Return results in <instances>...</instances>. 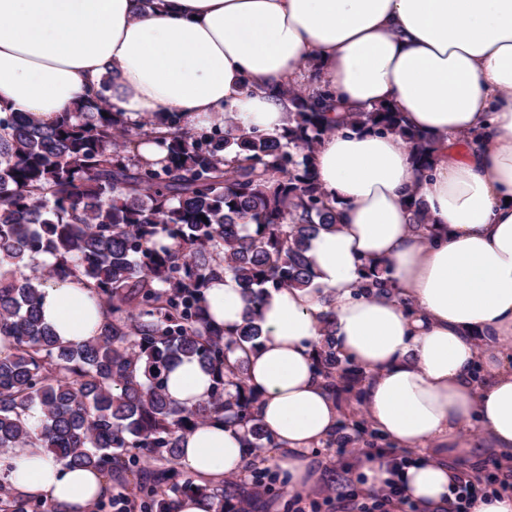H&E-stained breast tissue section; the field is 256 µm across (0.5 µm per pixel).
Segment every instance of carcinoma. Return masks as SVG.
<instances>
[{
    "mask_svg": "<svg viewBox=\"0 0 512 512\" xmlns=\"http://www.w3.org/2000/svg\"><path fill=\"white\" fill-rule=\"evenodd\" d=\"M105 89L52 126L0 110V449L38 445L69 468L137 475L150 512H171L178 494L224 512V494L185 475L180 448L197 426L228 418L250 425L251 447H277L230 355L260 344L256 307L267 287L310 285L309 242L336 225L310 163L332 131L327 92L288 86L293 125L285 132L249 131L227 115L221 137L191 135L173 121L132 126ZM351 123L399 135L418 167H431L430 141L406 130L399 113L360 112ZM157 124L169 128L159 141L166 157L142 162L136 143ZM410 206L414 230L427 235L421 202L412 197ZM42 253L55 262L40 265ZM220 270L238 280L247 303L230 335L211 321L204 299ZM69 277L86 283L106 312L97 336L81 345L55 336L38 308L40 288ZM358 288L388 293L392 285L375 265ZM183 359L215 378L209 399L194 408L174 402L163 379ZM316 364L333 392L359 376L336 352L329 326ZM136 449L165 466L145 474L130 454ZM0 512L54 510L7 492Z\"/></svg>",
    "mask_w": 512,
    "mask_h": 512,
    "instance_id": "cac0c4a2",
    "label": "carcinoma"
}]
</instances>
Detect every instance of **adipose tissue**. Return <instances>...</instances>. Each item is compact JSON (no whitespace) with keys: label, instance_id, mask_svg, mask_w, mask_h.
Here are the masks:
<instances>
[{"label":"adipose tissue","instance_id":"obj_1","mask_svg":"<svg viewBox=\"0 0 512 512\" xmlns=\"http://www.w3.org/2000/svg\"><path fill=\"white\" fill-rule=\"evenodd\" d=\"M303 71L346 112L400 113L431 139L432 167L416 172L392 133L340 126L322 139L311 163L337 225L311 241V287L264 295L265 340L240 355L276 445L255 452L246 425L213 422L187 436L180 463L210 484L271 464L291 489L315 485L311 453L339 421L314 361L330 322L337 352L369 376L361 400L389 445L366 461L364 488L396 482L421 512H442L457 463L512 452V0H0V107L46 125L104 81L131 123L174 115L195 132L231 112L280 133L291 124L282 90ZM413 197L432 241L413 229ZM365 260L393 295L357 294ZM205 302L225 331L242 325L232 275ZM41 312L75 344L105 321L72 278L42 288ZM165 383L190 408L213 377L192 359ZM0 482L60 512H88L106 489L99 472L37 447L1 459Z\"/></svg>","mask_w":512,"mask_h":512}]
</instances>
